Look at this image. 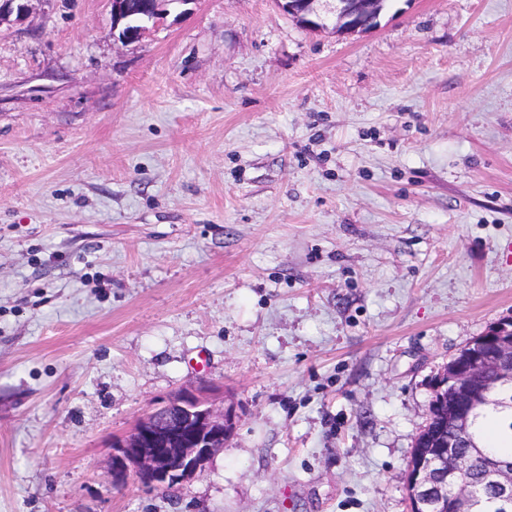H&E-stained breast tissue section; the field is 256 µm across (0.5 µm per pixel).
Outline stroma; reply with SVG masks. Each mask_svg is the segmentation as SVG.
<instances>
[{"label": "stroma", "mask_w": 512, "mask_h": 512, "mask_svg": "<svg viewBox=\"0 0 512 512\" xmlns=\"http://www.w3.org/2000/svg\"><path fill=\"white\" fill-rule=\"evenodd\" d=\"M508 316L512 0L0 24V512H409L435 377ZM201 379L237 414L203 475L114 486ZM276 3L289 16L303 20L302 24L311 31L332 26L344 34L359 33L375 26L382 13L379 0H276Z\"/></svg>", "instance_id": "stroma-1"}]
</instances>
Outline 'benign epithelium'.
Wrapping results in <instances>:
<instances>
[{
  "label": "benign epithelium",
  "instance_id": "1",
  "mask_svg": "<svg viewBox=\"0 0 512 512\" xmlns=\"http://www.w3.org/2000/svg\"><path fill=\"white\" fill-rule=\"evenodd\" d=\"M32 0H0V23L29 16ZM112 17L120 24L138 16L132 28L123 26L119 38H139L169 11V5L191 0H110ZM291 17L303 20L311 31L329 27L355 34L377 24L380 0H276ZM512 387V317L502 318L465 345L438 373L434 393H448L449 402L429 407L431 429L447 426L460 433L488 407L507 406L496 397L499 388ZM236 411L219 406L210 386L199 382L170 394L140 416L123 436L112 440L107 470L112 483L134 475L149 487L181 488L201 476L211 457L233 433ZM416 464L406 476L410 512H475V485L460 481L476 468L479 451H458L456 440L441 445L424 434L415 444ZM483 484L494 487L504 503L512 501V463L499 460L483 474Z\"/></svg>",
  "mask_w": 512,
  "mask_h": 512
}]
</instances>
